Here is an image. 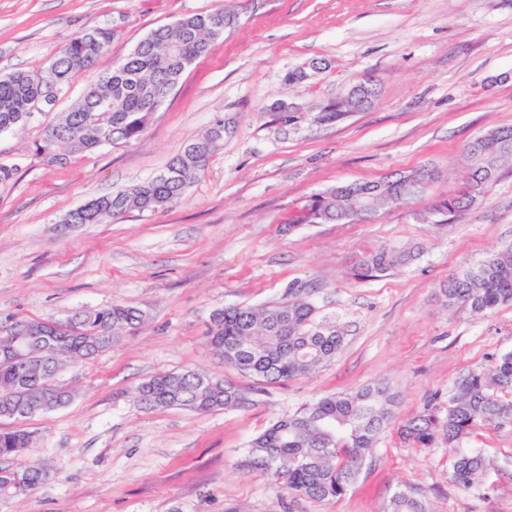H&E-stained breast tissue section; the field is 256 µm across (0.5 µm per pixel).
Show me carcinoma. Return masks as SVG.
<instances>
[{"mask_svg": "<svg viewBox=\"0 0 512 512\" xmlns=\"http://www.w3.org/2000/svg\"><path fill=\"white\" fill-rule=\"evenodd\" d=\"M223 33L212 26V13L184 16L153 29L125 57L117 60L89 84L81 98L47 125L35 151L51 164H62L73 155H89L106 145H119L140 136L165 99L172 93L187 66L204 56ZM112 31L95 36L89 30L72 38L37 72L0 74V133L26 122L38 105L52 107L63 88L84 69L93 68L107 54ZM224 139V121L218 119L203 135L190 141L200 146L193 155L184 150L169 162L168 178L157 176L130 191H120L87 202L78 224H100L130 210L149 211L180 202L189 180L204 170ZM512 158V126L492 129L466 148L464 179L468 192L442 200L436 210L455 213L468 209L482 196L501 162ZM434 179L429 169L396 173L369 183H350L314 197L291 219L293 224L338 222L341 215L360 206L359 192L372 193L376 204L389 207L407 201L408 185L416 194L426 192ZM410 255L397 250H377L361 261V275L378 277L406 263ZM315 288L292 284L286 301L268 308L238 304L216 311L208 336L224 361L253 376L275 384L309 375L330 362L341 349L344 336L336 327L318 319L312 301ZM448 299L475 313L512 303V244L489 253L475 268L448 280ZM142 322L140 310L129 304L81 313L63 325L46 321L29 324L48 330L44 361L24 369L0 360V405L40 398L44 383L67 362L90 359L122 335L135 332ZM457 395L448 402V414L428 407L407 420L403 439L423 447L438 439L458 444L486 424L512 426V351L491 357L485 369L471 370L456 383ZM137 402L148 410L180 408L207 412L246 406L239 393L221 378L195 369L157 374L137 388ZM394 395L382 384L366 386L352 394L330 395L299 413L281 418L250 442L245 465L282 482L280 493L314 500L342 496L372 455L378 437L392 415ZM21 427L0 430V458L16 455L30 443ZM486 468L483 453L462 448L457 453L451 481L465 488L477 487ZM47 471L38 466L0 469V488L25 495L38 488ZM394 512H425L422 501L400 492Z\"/></svg>", "mask_w": 512, "mask_h": 512, "instance_id": "obj_1", "label": "carcinoma"}]
</instances>
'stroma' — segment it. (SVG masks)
Wrapping results in <instances>:
<instances>
[{"label":"stroma","mask_w":512,"mask_h":512,"mask_svg":"<svg viewBox=\"0 0 512 512\" xmlns=\"http://www.w3.org/2000/svg\"><path fill=\"white\" fill-rule=\"evenodd\" d=\"M224 2L0 0V72L40 70L72 37L104 28L112 43L94 78L152 29ZM238 12L139 138L64 165L36 154L81 77L53 109L0 133V323L116 302L143 314L134 334L59 372L73 392L66 406L23 421L31 444L0 468L41 466L49 478L25 495L0 489V512H393L399 491L428 512H512V428L468 437L487 462L471 489L450 482L445 442L425 448L397 433L427 407L447 409L461 375L512 351V303L477 314L444 295L450 276L512 243V163L468 210L436 211L465 189V145L512 126V0H239ZM292 71L303 79L288 83ZM357 81L375 89L372 104L319 121ZM219 116L222 145L179 204L56 235L88 199L162 174ZM418 167L437 174L429 190L366 220L288 222L336 186ZM382 248L412 259L359 277L361 259ZM294 282L313 284L320 318L344 330L336 357L273 385L225 364L208 342L214 311L278 304ZM187 368L222 377L246 407L137 404L144 379ZM380 381L397 395L393 417L340 498L288 507L243 467L252 438L278 419Z\"/></svg>","instance_id":"1"}]
</instances>
